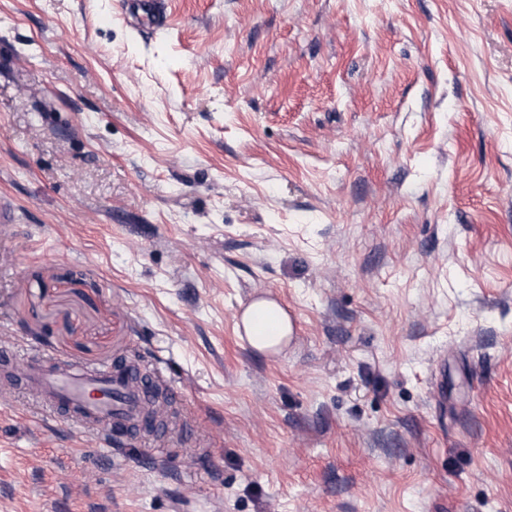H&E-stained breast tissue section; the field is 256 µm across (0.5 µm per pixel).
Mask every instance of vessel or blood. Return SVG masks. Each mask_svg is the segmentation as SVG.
Returning a JSON list of instances; mask_svg holds the SVG:
<instances>
[{"mask_svg": "<svg viewBox=\"0 0 512 512\" xmlns=\"http://www.w3.org/2000/svg\"><path fill=\"white\" fill-rule=\"evenodd\" d=\"M24 386L49 417L104 433L116 444L135 434L164 438L181 428L180 422L149 417L167 384L157 370L137 361L118 369L48 358L31 367Z\"/></svg>", "mask_w": 512, "mask_h": 512, "instance_id": "obj_1", "label": "vessel or blood"}]
</instances>
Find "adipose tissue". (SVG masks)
<instances>
[{"label":"adipose tissue","instance_id":"1","mask_svg":"<svg viewBox=\"0 0 512 512\" xmlns=\"http://www.w3.org/2000/svg\"><path fill=\"white\" fill-rule=\"evenodd\" d=\"M241 323L248 342L259 351L278 349L293 331L287 312L267 299L250 303L242 313Z\"/></svg>","mask_w":512,"mask_h":512}]
</instances>
